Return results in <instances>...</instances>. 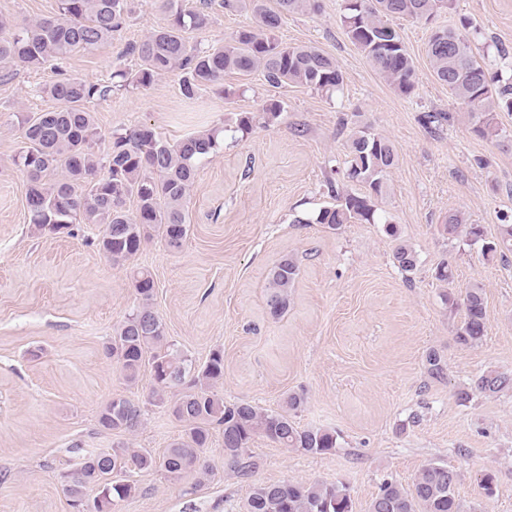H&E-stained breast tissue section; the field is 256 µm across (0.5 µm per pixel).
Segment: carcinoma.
<instances>
[{"label": "carcinoma", "instance_id": "obj_1", "mask_svg": "<svg viewBox=\"0 0 512 512\" xmlns=\"http://www.w3.org/2000/svg\"><path fill=\"white\" fill-rule=\"evenodd\" d=\"M166 14L167 23L153 28L140 43L126 48L139 60L137 69L116 71L113 77L136 87L149 88L165 73H182L181 92L188 99L207 88L224 86V76L242 78L255 72L272 87L303 85L334 93L343 85L336 60L313 46H291L277 32L283 17L294 11L318 7L317 0H222L226 10H248L255 24L234 38L207 49L189 41L187 34L206 28L211 22L209 3L189 8L180 0H155ZM453 0H341L340 22L344 34L373 69L402 94L415 88L416 70L408 54L397 21L411 18L430 21L450 10ZM131 11V0H60L54 18L34 20L18 30L0 23V71L14 67L41 68L73 53L89 52L112 38ZM469 22L460 20L454 28L431 31L427 55L436 79L448 87L459 108L473 121L472 132L482 138L500 135L499 112H512V52L496 48L491 63L479 60L468 33ZM112 86L91 84L78 77L59 74L49 84L48 94L60 103L54 111L35 112L21 118L23 145L14 158L29 177L26 205L30 223L37 231L59 234L80 222L101 224L100 249L114 263L134 259L150 228L161 231L172 248L187 238L186 203L198 169L220 148L219 132L208 129L176 143L162 139L148 127L115 133L107 151H92L97 128L86 104L104 97ZM345 177L361 184L366 193H350L328 182L332 203L297 222L324 224L338 230L345 224H381L387 235L398 238L397 226L383 216L375 201L386 193V176L396 162L393 145L383 136L361 127L347 141ZM129 199L136 209L126 208ZM448 238L462 237L481 244L488 259L509 260L512 254V218H502L499 233L489 239L481 224H465L452 215L443 225ZM397 267L412 274L418 255L404 243L396 245ZM299 276L295 258L284 256L270 269L267 305L272 316L280 317L289 306L290 289ZM138 305L113 337L108 347L125 377L134 381L149 366L155 383V401L186 424L183 437L161 458L143 448L116 446L89 455L81 467L64 475L72 507L80 512H112L116 501L130 497L134 483L106 481L114 471L133 472L160 468L172 478L206 472L203 460L213 433L222 434L224 455L237 473L248 476L256 463L247 454L257 437H265L280 448L310 454H324L337 447L333 431L301 428L293 419L305 403L304 396L290 393L280 411H268L249 403H226L216 391L224 378V353L215 350L206 363L192 373L193 363L174 349L165 336L162 322L152 308L155 283L141 268L132 272ZM464 318L456 329L459 344L479 346L486 336L483 289L473 287L464 298ZM181 388L176 398L169 392ZM512 388V373L490 369L457 393L468 402L474 393L496 395ZM141 410L127 398L112 399L98 413L104 429L133 431L141 424ZM99 486L93 501L84 500L83 489ZM456 474L429 463L404 487L385 482L369 506V512H461L455 496ZM246 512H352V500L342 484L288 481L256 484L245 505Z\"/></svg>", "mask_w": 512, "mask_h": 512}]
</instances>
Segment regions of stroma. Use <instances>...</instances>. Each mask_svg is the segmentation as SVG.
<instances>
[{
    "instance_id": "stroma-1",
    "label": "stroma",
    "mask_w": 512,
    "mask_h": 512,
    "mask_svg": "<svg viewBox=\"0 0 512 512\" xmlns=\"http://www.w3.org/2000/svg\"><path fill=\"white\" fill-rule=\"evenodd\" d=\"M318 4L317 11L288 14L279 36L336 60L344 82L335 94L274 88L257 73L245 80L226 75L223 88L188 99L174 70L151 88L116 89L89 103L99 155L112 133L141 125L174 143L232 123L240 112L253 117L250 134L225 139L200 167L183 246L170 248L151 232L130 265L114 264L100 250L102 225L75 224L59 236L34 230L27 177L13 158L22 145L21 116L58 106L45 91L54 74L19 68L0 79V512H74L63 475L90 453L127 444L159 457L184 434V424L155 402L149 369L128 381L106 352L137 304L136 266L153 276L152 307L168 340L199 367L223 350L218 391L225 401L277 411L287 394H302L296 423L336 431L339 446L309 454L258 437L249 449L257 467L243 478L216 434L204 453L208 474L173 480L157 468L133 472L136 494L112 512H243L255 484L288 480L343 483L353 512H368L381 483L410 486L431 462L456 473L463 512H512V389L464 404L456 398L486 370L512 372V262L486 260L443 230L448 214L458 213L465 223L484 225L488 237L497 235L501 213L512 212V141L471 132L427 55L432 25L454 27L463 17L480 32L478 54L500 45L512 50V0H455L431 25L400 20L416 69L407 96L346 38L341 0ZM58 7L59 0H0V21L19 28L55 17ZM165 21L155 0H133L111 40L68 56L61 67L109 84L113 69L138 66L125 54L128 44ZM251 21L249 12L218 8L190 40L207 48ZM271 98L284 106L272 123L262 110ZM428 112L453 118L432 131L422 122ZM360 123L396 148L377 206L417 253L413 276L395 265V243L382 225L332 230L300 221L330 203L329 181L344 182L346 142ZM286 254L297 259L300 274L287 313L276 319L266 304L267 277ZM446 259L454 269L450 285L433 276ZM476 284L484 291L487 332L469 348L455 336L462 310H450L442 295L450 290L461 299ZM432 351L444 362L438 378L427 371ZM118 397L140 406L136 431L99 427L101 407Z\"/></svg>"
}]
</instances>
